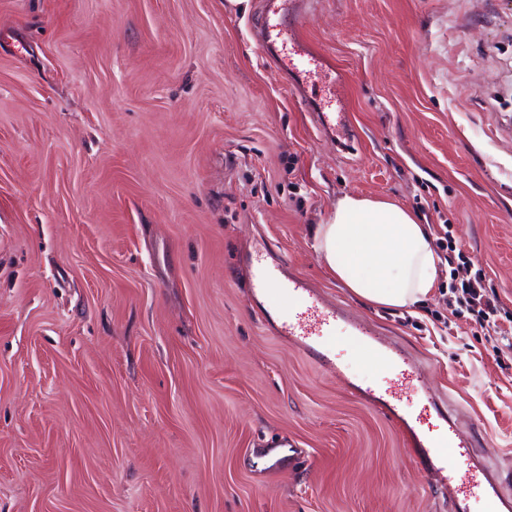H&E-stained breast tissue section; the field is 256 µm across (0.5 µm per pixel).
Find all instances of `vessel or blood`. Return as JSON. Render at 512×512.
<instances>
[{
    "label": "vessel or blood",
    "instance_id": "b4317fda",
    "mask_svg": "<svg viewBox=\"0 0 512 512\" xmlns=\"http://www.w3.org/2000/svg\"><path fill=\"white\" fill-rule=\"evenodd\" d=\"M304 0H263V11L255 27L258 41L266 48L292 46V56H281L280 66L288 70L293 88L306 87L310 67H321L323 58L303 39L300 25L285 24V10L302 11ZM317 128L325 135L337 138L343 149H351V136L345 113L313 110ZM251 285L279 321L281 335L294 338L305 351L314 348L331 349L336 334L339 313L306 288L301 279L283 276L279 264L256 261L251 265ZM398 357L384 363L379 381L363 391L367 401L378 408L400 416L412 441L430 462L443 460L447 452L465 449L468 465L448 470L447 480L455 488L459 512H500L507 499L501 488L504 481L499 472L491 470L478 458L470 434L460 432L455 420H443L440 413L423 406L419 413L408 407L419 395L417 371H398Z\"/></svg>",
    "mask_w": 512,
    "mask_h": 512
}]
</instances>
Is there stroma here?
<instances>
[{
  "instance_id": "obj_1",
  "label": "stroma",
  "mask_w": 512,
  "mask_h": 512,
  "mask_svg": "<svg viewBox=\"0 0 512 512\" xmlns=\"http://www.w3.org/2000/svg\"><path fill=\"white\" fill-rule=\"evenodd\" d=\"M259 2L0 0V512H452L344 325L335 370L273 332L256 255L421 364L512 473V348L447 265L388 310L312 245L343 195L394 201L450 221L512 314V0H309L336 78L303 99ZM331 93L354 153L313 124Z\"/></svg>"
}]
</instances>
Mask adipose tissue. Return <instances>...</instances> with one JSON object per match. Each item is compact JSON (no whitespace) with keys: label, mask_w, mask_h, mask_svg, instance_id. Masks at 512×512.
<instances>
[{"label":"adipose tissue","mask_w":512,"mask_h":512,"mask_svg":"<svg viewBox=\"0 0 512 512\" xmlns=\"http://www.w3.org/2000/svg\"><path fill=\"white\" fill-rule=\"evenodd\" d=\"M313 241L336 281L375 306L407 309L425 300L441 263L425 225L387 200L339 198Z\"/></svg>","instance_id":"obj_1"}]
</instances>
